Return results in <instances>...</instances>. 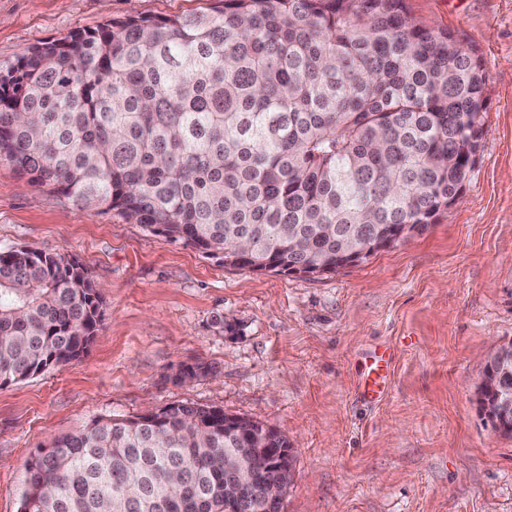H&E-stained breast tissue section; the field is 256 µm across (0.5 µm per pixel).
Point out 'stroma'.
Returning a JSON list of instances; mask_svg holds the SVG:
<instances>
[{
	"label": "stroma",
	"instance_id": "1",
	"mask_svg": "<svg viewBox=\"0 0 512 512\" xmlns=\"http://www.w3.org/2000/svg\"><path fill=\"white\" fill-rule=\"evenodd\" d=\"M207 0H0V70L32 46ZM420 26L472 48L489 99L462 202L366 261L316 277L224 265L117 211L86 210L0 163V251L76 258L104 320L87 353L0 386V512L26 464L104 415L224 409L285 436L283 512H512V433L481 412L484 366L512 342V0H405ZM394 352L388 395L359 394L364 358ZM209 375L169 381L179 365Z\"/></svg>",
	"mask_w": 512,
	"mask_h": 512
}]
</instances>
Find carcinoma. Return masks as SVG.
Listing matches in <instances>:
<instances>
[{"mask_svg":"<svg viewBox=\"0 0 512 512\" xmlns=\"http://www.w3.org/2000/svg\"><path fill=\"white\" fill-rule=\"evenodd\" d=\"M485 112L481 59L404 0H217L27 49L0 73V161L226 266L317 275L434 223ZM102 305L75 258L0 251V385L83 356ZM490 364L480 392L511 394ZM224 416L171 405L60 436L27 463L20 512H224V466L288 446Z\"/></svg>","mask_w":512,"mask_h":512,"instance_id":"cac0c4a2","label":"carcinoma"}]
</instances>
